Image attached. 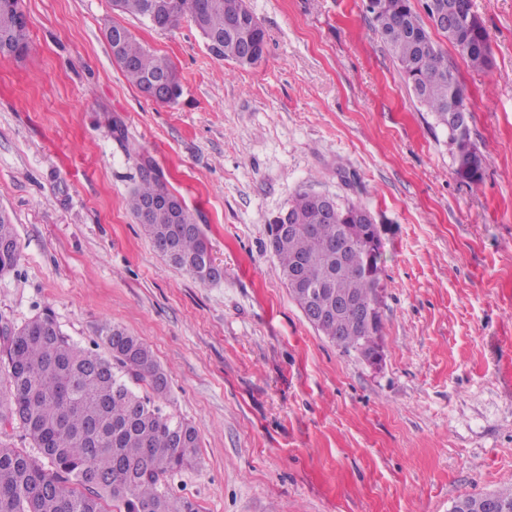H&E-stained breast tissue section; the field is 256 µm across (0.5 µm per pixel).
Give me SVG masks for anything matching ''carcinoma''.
Listing matches in <instances>:
<instances>
[{
	"label": "carcinoma",
	"instance_id": "obj_1",
	"mask_svg": "<svg viewBox=\"0 0 512 512\" xmlns=\"http://www.w3.org/2000/svg\"><path fill=\"white\" fill-rule=\"evenodd\" d=\"M149 0H112L114 10L148 19ZM164 20L173 27L182 17L191 18L203 37L224 38L216 57L237 66H255L260 59L245 60L240 34H231L243 17L251 27L244 33L255 38L264 29L248 10L245 0H169ZM18 0H0V37H7L11 51L28 47L26 31L17 27ZM376 30L390 48L400 73L416 97L448 130L454 146L455 174L473 187L483 180L486 158L471 142L468 125L449 122L450 101L467 100L464 86L449 70L440 49L432 41L412 0H368ZM443 34L475 68L491 64L489 33L479 19L463 22ZM126 79L143 89L149 75L170 77L168 101L181 95L178 73L171 62L147 50L124 31L121 48L113 52ZM172 191L152 167L140 168V183L129 197L136 219H144L146 236L159 252L167 243L178 247L175 265L202 284L199 261L207 242L193 215L182 208L181 223H174L168 211L158 209L143 216L146 200ZM364 206L353 201L336 203L332 219L320 217V210L305 191H298L286 211L294 223L308 229L277 237L274 254L289 292L301 310L309 307L307 293L290 283V273L299 262L305 264L309 280L329 282L332 290L362 301H379L382 268L371 262L366 244L375 234L373 225L362 224L353 214ZM349 225L354 245L350 264L336 271L332 252L339 229ZM19 260L17 241L9 217L0 216V276L14 270ZM381 323L371 328L346 316L333 318L319 329L336 347L366 355ZM105 353L80 346L67 336L47 313L39 315L12 335L3 337L0 363L7 388L0 392V426L22 425L40 458L12 448H0V512H198L195 503L172 498L165 490L167 476L193 467L199 440L196 429L177 421L156 404L168 386L167 379L150 348L119 325L101 329ZM148 386L152 396L138 393ZM485 493L458 499L451 512L465 505V512H480Z\"/></svg>",
	"mask_w": 512,
	"mask_h": 512
}]
</instances>
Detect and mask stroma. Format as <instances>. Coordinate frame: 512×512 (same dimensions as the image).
I'll use <instances>...</instances> for the list:
<instances>
[{"label": "stroma", "instance_id": "35a3bbf8", "mask_svg": "<svg viewBox=\"0 0 512 512\" xmlns=\"http://www.w3.org/2000/svg\"><path fill=\"white\" fill-rule=\"evenodd\" d=\"M263 61L216 57L190 18L159 31L112 0H19L29 49L0 56V211L19 261L0 324L44 312L81 346L120 325L168 375L199 512H449L512 484V0H472L492 63L430 35L465 87L479 187L380 39L367 0H245ZM167 57L181 97L129 84L106 30ZM152 162L221 271L158 254L127 206ZM362 203L383 242L380 360L330 343L278 272L268 226L299 190Z\"/></svg>", "mask_w": 512, "mask_h": 512}]
</instances>
